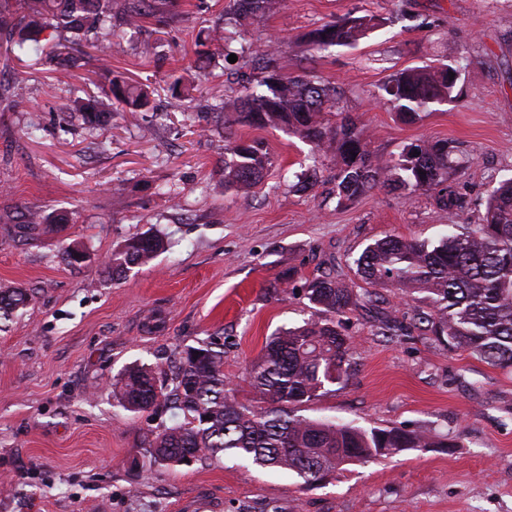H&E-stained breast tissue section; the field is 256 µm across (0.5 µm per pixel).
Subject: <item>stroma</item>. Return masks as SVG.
Returning <instances> with one entry per match:
<instances>
[{
    "label": "stroma",
    "instance_id": "35a3bbf8",
    "mask_svg": "<svg viewBox=\"0 0 512 512\" xmlns=\"http://www.w3.org/2000/svg\"><path fill=\"white\" fill-rule=\"evenodd\" d=\"M229 0H178L175 23L145 20L139 41L112 48L114 73L148 84L153 116L116 109L91 129L70 116L74 97L106 82L83 69L53 71L41 58L0 60V84L25 81L42 119L0 97V218L37 209L73 212L61 233L19 238L0 228V286L22 287L27 307L0 330V512H512V368L451 352L408 324L428 300L390 288L344 318L351 343L346 381L300 406L298 415L366 429L405 427L444 437L343 466L325 479L263 469L228 455L174 468L145 450L165 409L132 414L112 385L145 364L165 378L180 351L216 342L239 402L252 404L249 370L267 338L319 319L308 281L329 275L360 285L355 261L388 235L435 239L450 224H477L486 195L512 177V0H280L245 21L229 49L236 62L198 55L200 30L221 24ZM377 27L351 47L310 51L301 36L347 16ZM274 40V65L335 87V112L364 125L374 156L398 160L428 139L453 142L451 183L463 199L448 209L434 194L375 188L339 204L332 155L283 130L236 124L234 138L262 141L272 163L248 190L226 189V139L209 117L211 88L242 94L267 71L254 50ZM460 64L456 100L416 122L390 105L397 71ZM192 74L196 110L174 108L168 87ZM317 163L310 189L296 173ZM173 247L125 277L103 263L136 234ZM90 255L67 266L61 249Z\"/></svg>",
    "mask_w": 512,
    "mask_h": 512
}]
</instances>
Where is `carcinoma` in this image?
I'll list each match as a JSON object with an SVG mask.
<instances>
[{
    "instance_id": "carcinoma-1",
    "label": "carcinoma",
    "mask_w": 512,
    "mask_h": 512,
    "mask_svg": "<svg viewBox=\"0 0 512 512\" xmlns=\"http://www.w3.org/2000/svg\"><path fill=\"white\" fill-rule=\"evenodd\" d=\"M172 0H0V48L4 61L54 43L57 64L65 70L79 59L91 73L108 80L110 93L77 98L69 110L90 123L112 116L118 102L133 112L150 107L148 86L132 84L112 72V54L100 38L118 18L135 30L148 18L167 25L175 18ZM278 0H232L231 12L246 20L276 7ZM372 23L365 16L348 15L321 25L306 35L310 50L353 45ZM230 42L220 27L203 31L197 46ZM457 66L402 69L384 85L394 107L407 119L419 120L431 108L453 97L456 84L448 70ZM171 96L186 112L197 90L190 78L170 83ZM15 110L32 113L27 131L41 130L40 118L29 106L26 87L5 88ZM336 88L306 76L283 77L274 71L246 94H213L217 118L223 125L285 128L312 143L317 151L336 157L338 203L350 202L376 187L398 183L412 191L433 192L448 207L461 206L448 184L458 167L455 146L446 140L415 145L397 165L374 156L364 127L349 116L331 123L325 110ZM224 157V186L249 189L261 182L270 164L259 142L231 143ZM67 218L29 210L16 224L21 237L48 233ZM166 249L157 234L136 236L105 262L107 273L122 277L133 267L150 264ZM366 283L394 288L407 298L423 293L432 305L429 313L415 312L410 330L420 324L448 350H462L501 368L512 367V178L503 180L486 201L483 224H450L436 242L388 235L367 245L355 260ZM306 296L328 314L292 329H283L265 342L260 359L250 371V386L262 406H246L230 395L224 377V348L208 343L188 347L171 373V385L157 383L150 367L132 366L112 385V397L126 412L139 414L159 405L174 422L150 433L147 452L160 465L177 467L191 458L229 453L262 468L291 471L309 482L321 480L350 462L397 454L411 448H446L437 436L400 427L370 430L304 418L296 407L343 383L351 365L350 336L340 317L372 302L373 292L353 288L330 277L309 281ZM31 299L22 288H0V330Z\"/></svg>"
}]
</instances>
